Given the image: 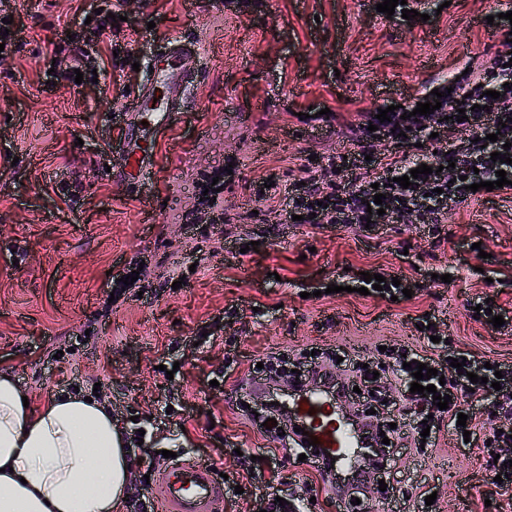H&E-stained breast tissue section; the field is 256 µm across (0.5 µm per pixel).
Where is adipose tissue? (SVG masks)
Returning a JSON list of instances; mask_svg holds the SVG:
<instances>
[{
    "label": "adipose tissue",
    "instance_id": "adipose-tissue-1",
    "mask_svg": "<svg viewBox=\"0 0 512 512\" xmlns=\"http://www.w3.org/2000/svg\"><path fill=\"white\" fill-rule=\"evenodd\" d=\"M22 396L0 377V512H115L131 465L111 412L65 393L35 414Z\"/></svg>",
    "mask_w": 512,
    "mask_h": 512
}]
</instances>
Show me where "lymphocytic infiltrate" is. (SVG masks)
Returning a JSON list of instances; mask_svg holds the SVG:
<instances>
[{"mask_svg": "<svg viewBox=\"0 0 512 512\" xmlns=\"http://www.w3.org/2000/svg\"><path fill=\"white\" fill-rule=\"evenodd\" d=\"M469 106L467 119L458 120L461 106ZM377 108L361 112L351 129L355 134L353 149L328 156H316L317 174L304 183L279 186L280 176L271 173L272 187L264 189L252 185V196L265 209H284L287 215H314L319 224H395L409 215H417L422 223L441 226L460 204L473 199L471 184L492 181L498 170H505L512 181V162L501 165L492 161V153L506 151L512 159V36H505L501 50L483 66L478 78L455 84L451 95L442 98L441 107L434 113L418 119H402L400 113H391L389 121L376 123ZM376 123V131H369V123ZM446 139V150L429 148L431 133ZM387 142L396 148L392 158L378 153V143ZM431 167V174L419 175L409 188L397 185L398 177L409 174L420 165ZM382 184L385 197L383 215H369L367 206L374 201L375 184ZM433 314L417 317L421 327V347L404 346L388 353H379L378 363L390 370L392 380L383 394L366 396V403L382 402L391 398L401 417L413 420L414 445H437L441 428L451 429L455 435L477 431L474 419L458 425V414L464 406L462 396L480 399L493 395L491 413L507 421L503 431L493 436V443L483 446V453L492 447H512V364L503 361L485 366L474 353H465L455 346L434 342L438 330L433 326ZM465 359L466 372L454 375L451 382L438 386L441 395H450L446 409H438L434 398L411 393V369L405 361H418L447 374L451 359ZM337 364V355L324 352L314 356L279 352L271 354L264 363L270 383L290 382L295 372L317 375L323 384H331V370ZM477 374L478 382H471L470 374ZM499 378V389H492L491 378Z\"/></svg>", "mask_w": 512, "mask_h": 512, "instance_id": "lymphocytic-infiltrate-1", "label": "lymphocytic infiltrate"}]
</instances>
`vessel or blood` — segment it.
Here are the masks:
<instances>
[{
  "instance_id": "vessel-or-blood-1",
  "label": "vessel or blood",
  "mask_w": 512,
  "mask_h": 512,
  "mask_svg": "<svg viewBox=\"0 0 512 512\" xmlns=\"http://www.w3.org/2000/svg\"><path fill=\"white\" fill-rule=\"evenodd\" d=\"M169 68L156 71L150 88L134 102V109L148 119L147 125L128 124L123 143L126 147V175L145 177L151 168L152 154L143 143L148 129L168 126L179 113L183 90L195 77L192 52L171 44ZM284 405L297 427L318 440L320 457L333 464L337 473H350L359 447L361 433L354 421L342 417L333 399L314 385H289ZM157 480L164 487L162 512H222L224 486L215 480L211 465L193 458L169 463L160 468Z\"/></svg>"
}]
</instances>
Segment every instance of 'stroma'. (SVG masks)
Segmentation results:
<instances>
[{
  "mask_svg": "<svg viewBox=\"0 0 512 512\" xmlns=\"http://www.w3.org/2000/svg\"><path fill=\"white\" fill-rule=\"evenodd\" d=\"M376 4L124 0L137 39L103 30L96 81L50 87L48 49L65 29L86 33L107 0H0L18 30L12 58L0 62V373L17 379L37 411L71 381L83 395L99 393L130 438L128 499L161 502L144 462L165 449L227 474L224 512L267 506L233 450L274 445L238 409L257 403L241 374L269 353L300 345L364 356L381 343L413 344V318L431 312L461 349L512 362V332L467 311L477 295L512 310V190L461 204L442 239L419 223L270 232L251 215L249 182L272 168L287 184L303 178L309 154L348 146L345 124L360 110L414 100L501 47L502 31L483 22L487 0H410L428 16L413 23L378 14ZM175 40L194 50L197 75L180 114L153 138L150 179L135 184L116 175L121 134ZM325 108L335 121L318 118ZM218 174L230 224L209 223L201 204ZM146 195L152 224L141 214ZM133 262L139 278L123 285ZM175 271L185 277L178 289ZM380 271L412 297L360 294L364 274ZM200 329L211 342L189 345ZM228 354L240 375L221 382ZM149 419L155 431L134 442ZM484 464L480 450L464 451L441 431L431 457L401 449L390 476L396 497L377 512H421L423 489L437 495L434 512H512V489L493 484ZM280 476L281 496L304 512H336L310 462L288 456Z\"/></svg>",
  "mask_w": 512,
  "mask_h": 512,
  "instance_id": "stroma-1",
  "label": "stroma"
}]
</instances>
